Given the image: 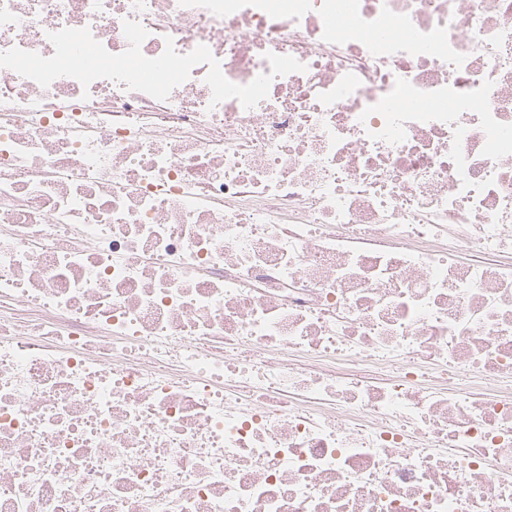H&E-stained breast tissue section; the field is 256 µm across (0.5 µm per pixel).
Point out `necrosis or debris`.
Instances as JSON below:
<instances>
[{
    "label": "necrosis or debris",
    "mask_w": 512,
    "mask_h": 512,
    "mask_svg": "<svg viewBox=\"0 0 512 512\" xmlns=\"http://www.w3.org/2000/svg\"><path fill=\"white\" fill-rule=\"evenodd\" d=\"M0 512H512V0H0Z\"/></svg>",
    "instance_id": "obj_1"
}]
</instances>
